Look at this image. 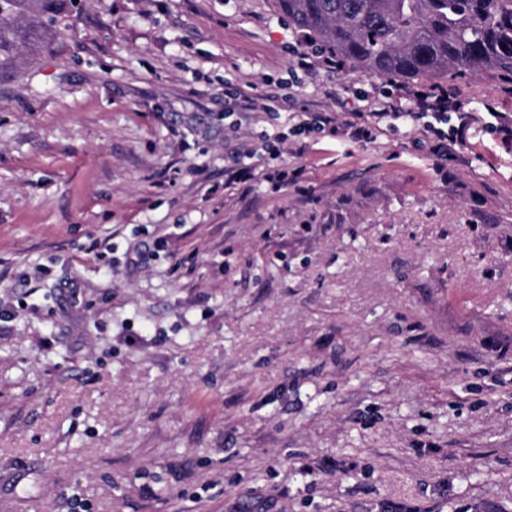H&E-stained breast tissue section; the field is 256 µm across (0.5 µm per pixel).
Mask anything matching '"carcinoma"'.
Segmentation results:
<instances>
[{
  "label": "carcinoma",
  "instance_id": "carcinoma-1",
  "mask_svg": "<svg viewBox=\"0 0 512 512\" xmlns=\"http://www.w3.org/2000/svg\"><path fill=\"white\" fill-rule=\"evenodd\" d=\"M67 0H0V53ZM353 70L403 80L481 71L512 76V0H276Z\"/></svg>",
  "mask_w": 512,
  "mask_h": 512
}]
</instances>
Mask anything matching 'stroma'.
<instances>
[{
	"instance_id": "stroma-1",
	"label": "stroma",
	"mask_w": 512,
	"mask_h": 512,
	"mask_svg": "<svg viewBox=\"0 0 512 512\" xmlns=\"http://www.w3.org/2000/svg\"><path fill=\"white\" fill-rule=\"evenodd\" d=\"M314 48L73 0L0 62V512H512V79H441L440 155Z\"/></svg>"
}]
</instances>
